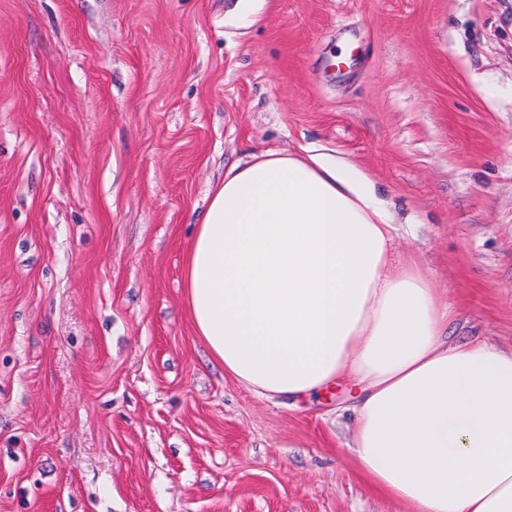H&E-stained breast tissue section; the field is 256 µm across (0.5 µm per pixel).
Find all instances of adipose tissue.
Instances as JSON below:
<instances>
[{"mask_svg": "<svg viewBox=\"0 0 512 512\" xmlns=\"http://www.w3.org/2000/svg\"><path fill=\"white\" fill-rule=\"evenodd\" d=\"M183 260L197 335L225 376L298 402L355 387L352 449L412 512H512V352L456 342L452 308L364 170L268 151L209 190Z\"/></svg>", "mask_w": 512, "mask_h": 512, "instance_id": "1", "label": "adipose tissue"}]
</instances>
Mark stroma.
Here are the masks:
<instances>
[{
	"instance_id": "obj_1",
	"label": "stroma",
	"mask_w": 512,
	"mask_h": 512,
	"mask_svg": "<svg viewBox=\"0 0 512 512\" xmlns=\"http://www.w3.org/2000/svg\"><path fill=\"white\" fill-rule=\"evenodd\" d=\"M305 147L512 351V0H0V512H410L351 387L261 398L187 313L211 184Z\"/></svg>"
}]
</instances>
